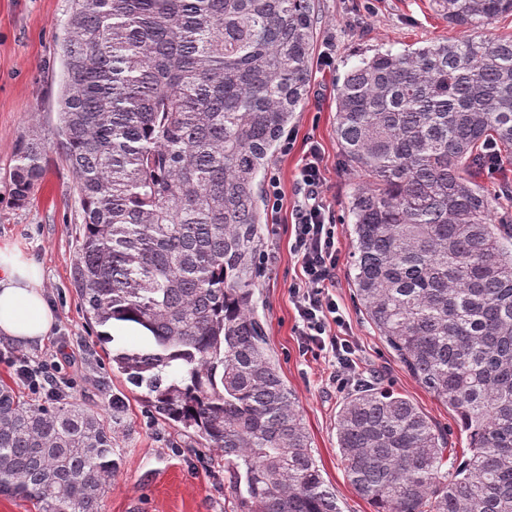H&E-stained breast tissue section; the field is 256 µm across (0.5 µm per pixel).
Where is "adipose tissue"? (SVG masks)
Segmentation results:
<instances>
[{
	"label": "adipose tissue",
	"mask_w": 512,
	"mask_h": 512,
	"mask_svg": "<svg viewBox=\"0 0 512 512\" xmlns=\"http://www.w3.org/2000/svg\"><path fill=\"white\" fill-rule=\"evenodd\" d=\"M42 267L12 245L0 246V335L22 345L42 342L55 315L42 289Z\"/></svg>",
	"instance_id": "1"
}]
</instances>
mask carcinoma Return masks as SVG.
<instances>
[{"label":"carcinoma","mask_w":512,"mask_h":512,"mask_svg":"<svg viewBox=\"0 0 512 512\" xmlns=\"http://www.w3.org/2000/svg\"><path fill=\"white\" fill-rule=\"evenodd\" d=\"M459 31L361 59L336 88L352 195L354 296L378 336L466 436L362 381L337 448L375 512H512V223L477 183L512 157V37L474 30L512 0H432ZM315 0H73L61 40L58 147L83 212L74 283L89 318L130 322L114 349L158 417L224 452L244 512H340L255 314L259 176L308 95ZM46 146L23 141L19 202ZM120 466L101 414L0 387V495L102 512Z\"/></svg>","instance_id":"carcinoma-1"}]
</instances>
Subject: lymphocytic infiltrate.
Here are the masks:
<instances>
[{
  "label": "lymphocytic infiltrate",
  "instance_id": "f902f5d3",
  "mask_svg": "<svg viewBox=\"0 0 512 512\" xmlns=\"http://www.w3.org/2000/svg\"><path fill=\"white\" fill-rule=\"evenodd\" d=\"M303 201L295 213L291 249L301 267V279L291 288L298 313L303 350L331 357L339 381L357 372L355 342L348 336V323L331 290L336 285V226L325 204L326 181L318 146H310L299 171Z\"/></svg>",
  "mask_w": 512,
  "mask_h": 512
}]
</instances>
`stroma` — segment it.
<instances>
[{
    "label": "stroma",
    "mask_w": 512,
    "mask_h": 512,
    "mask_svg": "<svg viewBox=\"0 0 512 512\" xmlns=\"http://www.w3.org/2000/svg\"><path fill=\"white\" fill-rule=\"evenodd\" d=\"M71 0H0V245L20 248L44 271L43 290L57 323L43 343L20 346L0 338V380L26 400L42 397L19 383L14 363L37 367L56 362L68 395L102 414L118 442L121 464L107 491L104 512H242L231 491L224 454L204 448L195 437L159 420L108 358L113 347H140L129 331H113L112 344L99 339L74 286V267L83 212L75 177L62 153L53 149L56 97L62 80L60 42ZM316 41L308 98L288 127L291 151H277L267 172L277 175L283 205L277 222L261 226L255 257V311L266 331L280 374L291 390L326 485L340 512H375L346 479L336 445V415L350 385L337 382L324 358L303 353L290 287L300 267L290 252L292 213L299 198L297 174L307 142L318 145L327 182V203L337 226L336 301L359 348L358 373L377 379L415 402L448 439V457L467 451L454 415L426 391L377 335L350 281L348 209L359 182L336 139V85L359 58L400 51L453 31L431 0H316ZM47 143L44 175L25 203L13 197L15 151L26 139Z\"/></svg>",
    "instance_id": "stroma-1"
}]
</instances>
